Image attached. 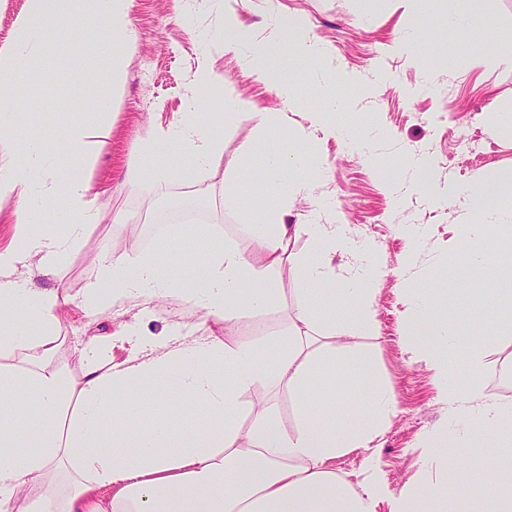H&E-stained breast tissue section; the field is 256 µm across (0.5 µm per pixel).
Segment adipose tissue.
I'll return each mask as SVG.
<instances>
[{"label": "adipose tissue", "mask_w": 512, "mask_h": 512, "mask_svg": "<svg viewBox=\"0 0 512 512\" xmlns=\"http://www.w3.org/2000/svg\"><path fill=\"white\" fill-rule=\"evenodd\" d=\"M132 6L133 0H27L14 40L0 47V203H15L17 224L13 243L0 248V512H377L384 500L390 512H447L445 488L420 485L395 495L382 476L372 445L397 412L385 384L374 383L362 420L343 418L332 427L327 405L311 399L312 379L335 375L341 360L355 356L356 338L373 334L376 280L364 277L365 255L348 225L324 223L330 201L309 213L307 223L288 221L292 198L310 189L295 171L324 167L307 146L309 130L292 134L298 151L266 153L260 165L225 159L223 138L196 112L197 88L218 81L208 67L198 70L182 112L153 132L149 148L161 165L145 178L181 172L187 158L196 169L227 164L233 192L260 185L263 200L243 226L252 251L233 243L206 250L175 278L147 255L106 249L81 298L37 286V279L56 275L86 230L99 223L100 209L83 169L61 175L47 165L40 139L15 118L11 88L46 38L59 51L68 49L78 13L108 19L112 39L99 50L112 60L113 80H120L124 49L137 41ZM267 28L258 42L234 14H225L223 49L280 98L288 96L279 82L285 60L301 68L317 59L341 84L364 83V76L342 71L301 14L271 9ZM461 193L480 221L506 232L496 217L512 206V167L492 180L474 176ZM59 199L66 202L61 223L47 215ZM302 235L311 240L312 254L290 252V242ZM340 253L348 261L338 266ZM284 268L299 283L302 304L281 355L264 358L253 346L218 337L172 346L144 338L133 357L116 363L106 338L89 348L77 382L57 360L64 305L77 303L92 318L122 299L174 296L229 331L273 298L271 280ZM350 305L357 316L342 320L340 311ZM458 353L482 361L474 336H458L453 349L430 355L441 401L450 414L469 418L476 438L511 436V407L478 387L460 394L449 382ZM22 379L30 392L19 405L15 391ZM272 381L298 398L294 430L283 426L269 401L246 409L239 403L240 395ZM146 397L164 409L177 405L176 417L128 429ZM200 417L205 427L187 436L185 425ZM359 448L370 454L367 476L356 488L330 463Z\"/></svg>", "instance_id": "1"}]
</instances>
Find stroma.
Segmentation results:
<instances>
[{"label": "stroma", "instance_id": "stroma-1", "mask_svg": "<svg viewBox=\"0 0 512 512\" xmlns=\"http://www.w3.org/2000/svg\"><path fill=\"white\" fill-rule=\"evenodd\" d=\"M277 1L306 18L344 69L378 82L377 89L356 90V110L337 107L345 135L314 131L308 146L324 160L325 171H306L304 177L312 189L296 200L297 211L306 214L316 208L321 195L331 196L335 202L331 222L349 224L353 237L373 252L378 274L377 331L358 340L373 376L351 372L352 362L347 359L344 372L317 383L314 393L337 414L353 415L373 380L382 381L397 400V414L380 440L383 475L391 491L439 483L447 488L448 512H486L488 490L482 463L490 456L512 458V441L470 439L469 420L450 417L441 402L425 353L408 352L402 337L414 314L410 296L427 297L436 278L456 274L459 258L467 254L466 238L493 232L489 226L477 227L464 199L455 196L454 190L475 174L491 178L501 168L512 166V125L506 121L512 115V62L501 60L495 48L488 46L482 49L488 62L480 67L466 59L440 60L443 44L459 32L448 27L434 9L417 12L399 0H134L131 20L138 40L127 50L128 65L114 89L112 109L103 120L104 132L95 147L93 165L87 169L102 220L65 258L56 277L40 280L39 285H60L70 295L81 296L93 275L92 257L115 243L128 249L145 248L175 276L188 258L171 252L172 242L205 237L215 228L224 240L248 249L240 226L249 215L252 196L226 197L229 172L176 173L152 183L139 180L134 172L157 165V158L142 143L181 112L183 94L204 65L224 78L223 83L199 90L198 106L201 120L222 130L225 158L257 164L264 153L292 149L285 129H255L253 123L226 109L224 101L230 95L243 101L250 112L286 113L287 129L308 127L310 113L322 108L324 75L317 62L307 63L302 70L282 69V82L293 89L292 99L285 102L215 45L224 34L228 11L235 12L257 38H264L268 8ZM419 25L430 38V55L421 63L394 48L397 39ZM75 27L67 55L43 52L30 62V70L47 72V79H29L17 87L25 124L49 148L64 134L61 115L77 122L96 121L98 102L110 88L111 62L98 50L99 42L112 36L106 19L81 16ZM426 67L436 73L438 87L430 96L414 97L412 90ZM365 137L371 140L377 164L365 162L362 153L349 144L350 139ZM423 151L429 152L433 167L428 179L410 165ZM189 187L202 193L210 223L198 228L187 223L166 225L164 239L143 247L142 236L155 204L180 196ZM443 194L448 197L444 203L439 200ZM409 226L426 231L418 262L410 270L405 267L410 246L405 229ZM297 286L292 273L282 271L276 278L274 302L240 320L235 329L237 341L259 346L268 338L281 340L300 301ZM485 301L483 290L467 289L448 293L433 306L436 317L463 328L467 322L454 309L466 303L484 336L482 347L490 354L487 367L457 361L450 380L460 393L482 385L494 397L512 402V338L505 335L512 325V310L494 313ZM63 314L60 354L75 380L82 374L85 350L124 325L130 334L112 349L118 363L133 354L142 336L177 345L224 334L223 325H200L196 311L176 298L161 305L128 298L95 318L71 304ZM436 435L447 437V447H428V440ZM455 458L463 460L464 467L459 477L452 478L448 463Z\"/></svg>", "mask_w": 512, "mask_h": 512}]
</instances>
